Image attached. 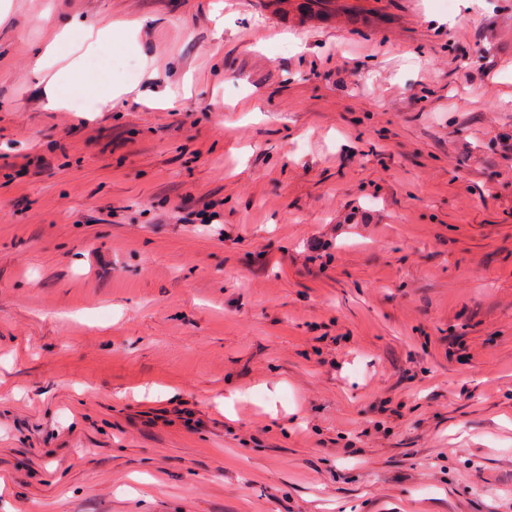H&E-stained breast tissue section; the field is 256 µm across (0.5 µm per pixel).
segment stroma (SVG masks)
<instances>
[{
    "mask_svg": "<svg viewBox=\"0 0 512 512\" xmlns=\"http://www.w3.org/2000/svg\"><path fill=\"white\" fill-rule=\"evenodd\" d=\"M316 8L0 0V512H512V0ZM265 2L266 10L274 11L288 23L297 26L309 24H327L341 28L346 20L336 13L318 14L313 9L311 0H262Z\"/></svg>",
    "mask_w": 512,
    "mask_h": 512,
    "instance_id": "1",
    "label": "stroma"
}]
</instances>
